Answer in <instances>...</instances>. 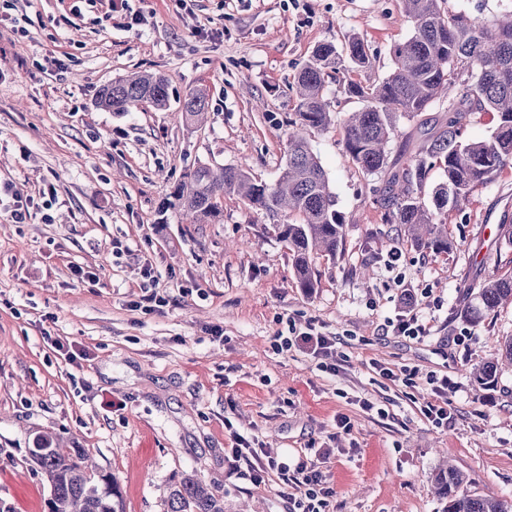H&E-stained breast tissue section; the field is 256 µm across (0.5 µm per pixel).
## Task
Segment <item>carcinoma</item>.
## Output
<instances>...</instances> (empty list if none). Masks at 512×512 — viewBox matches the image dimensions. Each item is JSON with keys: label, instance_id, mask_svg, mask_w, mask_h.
<instances>
[{"label": "carcinoma", "instance_id": "1", "mask_svg": "<svg viewBox=\"0 0 512 512\" xmlns=\"http://www.w3.org/2000/svg\"><path fill=\"white\" fill-rule=\"evenodd\" d=\"M444 2L399 0L413 34L393 47V68L371 84L350 76L355 69L373 68L364 39L351 36L340 47L332 41L317 45L296 75L295 118L288 121L286 162L275 183L259 182L239 167L200 164L173 187L164 209L189 216L196 224H218L224 219L221 200L229 194L239 196L248 209L269 220L291 252L300 286L313 291L318 286L315 256L336 258L344 240V216L306 138L309 131H323L335 122L327 98L334 82L361 103L345 119L344 146L365 174L383 177L374 203L384 210L386 223L397 225L402 237L426 253L448 252V212L462 209L475 185L512 166V6L488 24L477 16L451 14L442 9ZM468 74L470 82L465 79ZM440 100L448 102L445 122L439 127L420 123L416 151L401 167L393 168L387 146L398 118L417 117ZM168 102V78L152 73L116 78L96 97L98 107L117 115L142 103L164 109ZM207 110L202 92L188 94L181 108L185 121L192 123ZM474 112L497 114L489 138H462ZM438 162L444 166V179L427 203L421 198L422 188ZM471 295L465 318L476 324L512 303V270L485 280ZM504 362L512 366V338L504 342L501 360L487 361L474 370L475 382L481 386L497 382ZM30 456L50 487L48 512H122L118 479L88 467L81 449L64 453L53 437L40 435ZM466 481V475L447 464L432 474L442 512H508L494 497L467 494ZM165 503L166 512H224V496L195 475L172 484Z\"/></svg>", "mask_w": 512, "mask_h": 512}]
</instances>
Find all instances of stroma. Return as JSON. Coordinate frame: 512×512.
Instances as JSON below:
<instances>
[{"instance_id": "obj_1", "label": "stroma", "mask_w": 512, "mask_h": 512, "mask_svg": "<svg viewBox=\"0 0 512 512\" xmlns=\"http://www.w3.org/2000/svg\"><path fill=\"white\" fill-rule=\"evenodd\" d=\"M10 15L0 23V183L34 206L23 224L0 213L1 504L47 512L29 450L49 434L118 476L124 512H164L186 474L218 486L226 512H289L291 484L266 455L294 462L313 446L327 451L329 512H441L429 477L445 460L468 477V494L512 505V370L490 389L473 381L512 336V306L476 325L461 315L466 288L512 256L500 230L512 225V168L449 213L448 253H422L374 204L381 177L348 159L343 122L359 103L333 84L336 122L307 138L345 240L336 258L315 259L313 292L239 197L224 198L220 224L159 207L201 164L275 182L300 67L319 43L356 34L374 69L354 79L388 74L391 48L413 34L398 0H16ZM134 72L169 78V110L96 106L103 85ZM194 90L209 102L198 124L179 113ZM444 116L438 103L399 119L390 162L415 150L421 121ZM409 311L429 336L383 333ZM309 325L336 336L337 373L306 350L276 349V336ZM431 374L458 384L453 427L420 411ZM237 433L251 448L233 472Z\"/></svg>"}]
</instances>
